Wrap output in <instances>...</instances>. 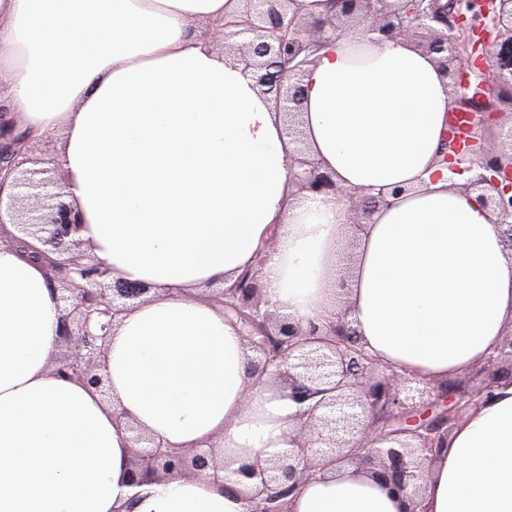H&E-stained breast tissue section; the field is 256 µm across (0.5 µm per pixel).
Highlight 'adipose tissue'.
Returning a JSON list of instances; mask_svg holds the SVG:
<instances>
[{
  "instance_id": "1",
  "label": "adipose tissue",
  "mask_w": 512,
  "mask_h": 512,
  "mask_svg": "<svg viewBox=\"0 0 512 512\" xmlns=\"http://www.w3.org/2000/svg\"><path fill=\"white\" fill-rule=\"evenodd\" d=\"M243 7L0 0L10 121L35 138L63 131L57 161L87 255L152 292L112 330L107 400L56 373L61 312L47 268L0 245V512H246L227 471L128 483L132 423L165 447L217 443L235 460L287 449L297 405L250 376L237 325L200 295L246 269L258 268L276 312L321 325L355 238L348 302L362 342L429 383L485 363L512 327V256L496 216L450 188L440 163L453 99L434 55L363 33L328 36L313 55L301 113L311 154L345 189L388 194L355 224L337 196H293L283 114L198 27ZM397 186L405 194L392 195ZM423 506L512 512V383L457 423ZM406 507L349 465L318 473L288 504Z\"/></svg>"
}]
</instances>
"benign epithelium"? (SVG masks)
<instances>
[{"mask_svg":"<svg viewBox=\"0 0 512 512\" xmlns=\"http://www.w3.org/2000/svg\"><path fill=\"white\" fill-rule=\"evenodd\" d=\"M290 0H245L243 13L212 28L213 41L235 45L238 59L252 69L261 92L288 115L286 135L295 144L288 156L300 194L341 196L355 224L386 203L377 196L348 192L322 172L311 158L297 116L302 110V75L312 49L324 35L344 26L385 38L415 39L451 80L453 103L469 113L471 129L512 122V0H343L341 12L329 20H305L289 13ZM478 59L474 79L458 89L455 75L464 63ZM509 152L475 135L449 162L453 174L471 173L466 183L451 187L477 194L498 214L497 229L512 251V126ZM31 140L6 137L0 122V180L13 177L16 192L7 205L19 233L43 242L37 251L63 303L60 340L67 351L56 372L108 394L102 358L114 319L149 288L112 280L108 269L88 260L78 237L82 220L57 190L58 168H28ZM210 299L224 305L246 328L242 337L253 353L252 374L279 387L299 406L298 424L288 435L290 448L270 457H253L232 470L242 478L248 512H286L275 493L291 492L320 471L349 464L384 481L389 492L408 498L407 512H421L430 464L447 444L448 435L465 412L484 403L486 395L512 371V333L484 364L481 379L462 394L447 384L432 388L422 405L420 381L372 356L357 338L343 306L325 325L295 323L270 309L258 288L257 272L247 270ZM131 484L143 477L190 476L209 468H226L221 450L164 448L133 429Z\"/></svg>","mask_w":512,"mask_h":512,"instance_id":"7a95c632","label":"benign epithelium"}]
</instances>
